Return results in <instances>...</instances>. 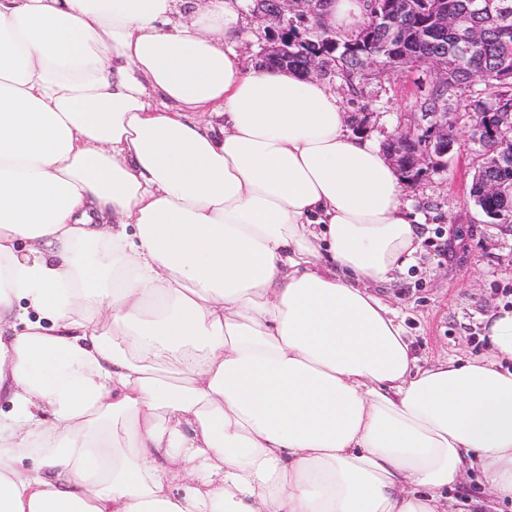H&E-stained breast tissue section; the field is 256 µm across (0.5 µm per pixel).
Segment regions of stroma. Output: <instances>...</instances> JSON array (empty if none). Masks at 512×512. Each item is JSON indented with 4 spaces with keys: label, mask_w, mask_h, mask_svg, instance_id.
I'll return each mask as SVG.
<instances>
[{
    "label": "stroma",
    "mask_w": 512,
    "mask_h": 512,
    "mask_svg": "<svg viewBox=\"0 0 512 512\" xmlns=\"http://www.w3.org/2000/svg\"><path fill=\"white\" fill-rule=\"evenodd\" d=\"M432 82L424 68L382 83L358 81L353 92L342 90L336 79L330 85L342 91L347 122L363 120L361 134L380 143L413 126V114ZM455 108L462 118L453 152L403 188L422 219L420 249L398 281L380 291L402 311L416 355L428 362L450 353L486 354L484 316L512 305V232L488 223L469 196L478 147L470 140L464 103Z\"/></svg>",
    "instance_id": "obj_1"
}]
</instances>
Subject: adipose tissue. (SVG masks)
<instances>
[{"mask_svg": "<svg viewBox=\"0 0 512 512\" xmlns=\"http://www.w3.org/2000/svg\"><path fill=\"white\" fill-rule=\"evenodd\" d=\"M183 2L0 0V512L512 500V309L420 366L374 292L420 246L397 171ZM448 496L458 501L456 506L459 511H474L470 505V500L486 498L487 488L481 475L474 471L462 481V486L448 488Z\"/></svg>", "mask_w": 512, "mask_h": 512, "instance_id": "obj_1", "label": "adipose tissue"}]
</instances>
